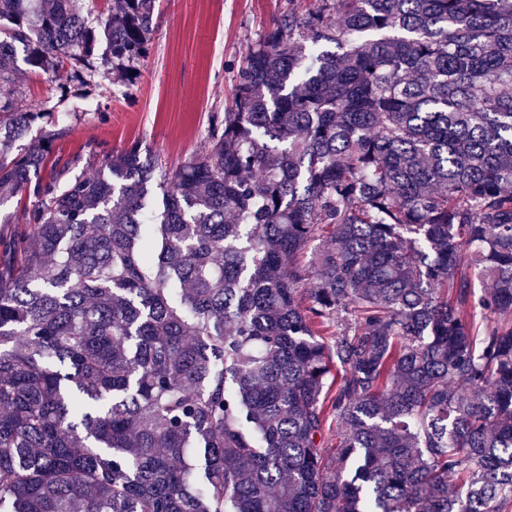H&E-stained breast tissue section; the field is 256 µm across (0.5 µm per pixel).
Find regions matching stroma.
Masks as SVG:
<instances>
[{"label":"stroma","instance_id":"stroma-1","mask_svg":"<svg viewBox=\"0 0 512 512\" xmlns=\"http://www.w3.org/2000/svg\"><path fill=\"white\" fill-rule=\"evenodd\" d=\"M317 0H159L149 52L136 75L111 73L81 98L69 67L54 75L19 61L15 97L38 112L63 103L68 133L55 141L52 162L94 153L85 173L113 152L147 150L159 168L174 170L207 146L213 113L233 102L236 77L250 48L285 13L303 18Z\"/></svg>","mask_w":512,"mask_h":512}]
</instances>
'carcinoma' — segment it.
Returning <instances> with one entry per match:
<instances>
[{
    "label": "carcinoma",
    "mask_w": 512,
    "mask_h": 512,
    "mask_svg": "<svg viewBox=\"0 0 512 512\" xmlns=\"http://www.w3.org/2000/svg\"><path fill=\"white\" fill-rule=\"evenodd\" d=\"M155 6L112 0V63ZM92 12L0 0V512H509L512 0H318L202 154L44 180L17 46L95 86Z\"/></svg>",
    "instance_id": "1"
}]
</instances>
